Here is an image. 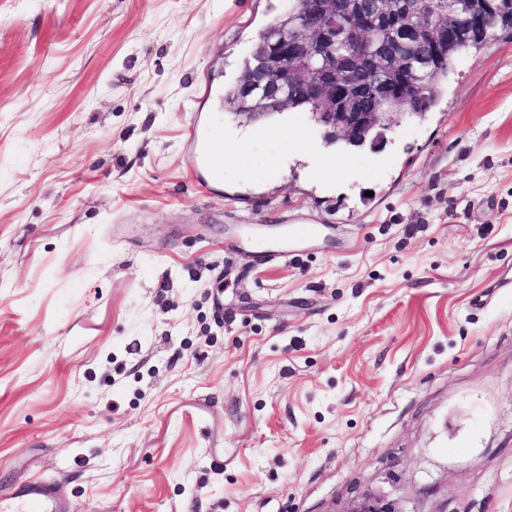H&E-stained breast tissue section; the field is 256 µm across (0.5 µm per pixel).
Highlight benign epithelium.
<instances>
[{"label":"benign epithelium","instance_id":"7a95c632","mask_svg":"<svg viewBox=\"0 0 512 512\" xmlns=\"http://www.w3.org/2000/svg\"><path fill=\"white\" fill-rule=\"evenodd\" d=\"M376 11L364 8L363 0H296L303 4L293 43L282 41L258 59L244 85L247 96L261 95L288 105V85L303 89L319 106L313 121L346 145L364 132H373L371 145H381L383 131L400 126L419 114L415 106L418 88H402L399 73L414 63L404 59L388 65L372 55L374 38L394 39L407 49H419L421 64L433 71L441 57L438 48L467 40L481 26L494 0H448V13L433 19L440 0H380ZM381 77L386 92L374 96L381 107L394 100L398 112H361L358 102L370 88L344 77L346 64ZM344 512H398L392 504L370 493L349 504Z\"/></svg>","mask_w":512,"mask_h":512}]
</instances>
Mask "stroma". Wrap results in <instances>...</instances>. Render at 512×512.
I'll return each instance as SVG.
<instances>
[{"label":"stroma","mask_w":512,"mask_h":512,"mask_svg":"<svg viewBox=\"0 0 512 512\" xmlns=\"http://www.w3.org/2000/svg\"><path fill=\"white\" fill-rule=\"evenodd\" d=\"M289 5L0 0V495L512 512V31L374 151L225 111ZM200 120L252 133L223 184ZM291 128L342 189L270 177ZM196 142L195 164L205 180L221 181L224 174V152L217 148L221 139L213 127L197 124L193 130ZM344 512H405L392 508V504L385 502L380 496L370 493L365 494L361 499L349 504Z\"/></svg>","instance_id":"35a3bbf8"}]
</instances>
